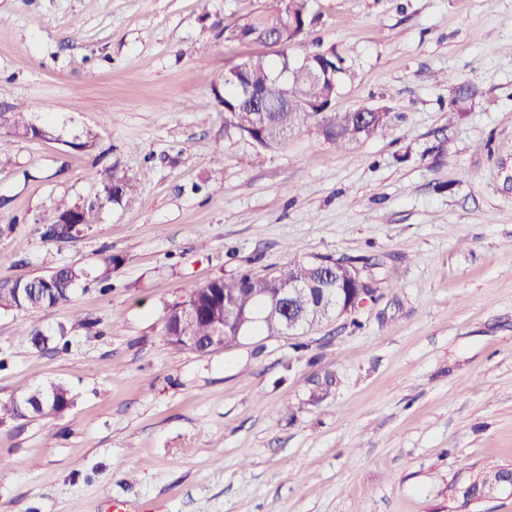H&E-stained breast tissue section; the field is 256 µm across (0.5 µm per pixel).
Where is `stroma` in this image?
I'll return each instance as SVG.
<instances>
[{
    "label": "stroma",
    "instance_id": "1",
    "mask_svg": "<svg viewBox=\"0 0 512 512\" xmlns=\"http://www.w3.org/2000/svg\"><path fill=\"white\" fill-rule=\"evenodd\" d=\"M266 2L0 0V85L52 128H0V289L72 264L110 274L66 306L0 311V398L73 395L0 425V512H512L508 489L456 497L512 467V0H311L292 59L344 54L337 108L385 107L390 128L277 151L226 127L213 94L264 50L225 25ZM110 168L136 193L44 240ZM316 255L369 259L362 329L168 343L192 288ZM62 326L67 347L34 345ZM92 203L87 210L78 204L61 202L57 205L54 216L48 224L44 225L42 237L52 242H69L80 233L82 226L88 224L89 212L92 211ZM88 217H87V212ZM28 398L29 407L22 401ZM43 401V406L40 404ZM73 399L70 389L60 382L38 386L30 390L11 395L6 400H0V422L42 414L44 409L51 408L55 411H63L72 404Z\"/></svg>",
    "mask_w": 512,
    "mask_h": 512
}]
</instances>
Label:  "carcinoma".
I'll return each mask as SVG.
<instances>
[{"label": "carcinoma", "instance_id": "obj_1", "mask_svg": "<svg viewBox=\"0 0 512 512\" xmlns=\"http://www.w3.org/2000/svg\"><path fill=\"white\" fill-rule=\"evenodd\" d=\"M310 2L272 0L269 6L249 15L242 22L224 26L225 39L230 42H251L254 32H278L279 51L276 59H271L267 54L251 55L242 61L243 71H238L234 66L224 71L222 77L225 124L264 150L284 148L304 132L320 141L323 130L332 131V138L326 143L342 149L390 128L388 115L375 123L362 124L357 121L358 113L337 110L334 102L338 91L333 89V85L327 81H313L304 75L294 79L288 89V97L295 106L281 107L277 92L271 91L264 101V112L255 124L250 119V108L238 103L236 94L239 84L247 82L262 87L290 60L288 50L297 42L299 32L314 21ZM319 58L340 72L336 84H341L343 78L351 75L350 69L344 66L346 59L337 52L321 54ZM311 101L319 103L317 111H304L305 104ZM10 109L11 113L4 124L14 134L22 138L49 135L48 130L32 124L18 105L12 104ZM136 188L135 180L111 169L107 171L102 189L95 199L98 202L118 203L134 194ZM86 224L88 217L85 207L62 202L57 205L51 222L44 225L42 237L52 242H69ZM326 260L330 261L329 265L316 269L307 260H291L275 275L245 271L230 279L217 277L191 289L185 302L196 304L198 313L185 317L180 312L182 303L171 306L165 317V335L169 344L202 354L208 353L211 346L216 349L233 346L238 341L239 328L225 312L224 300L242 309L258 307L264 297L275 301L280 290L288 285V277L294 274L303 276L307 283L305 288L294 289V297L290 300L294 310L298 311L312 302L317 304L326 295L332 297L333 309L326 312L322 320L334 318L336 308H347L355 288L340 287L336 283V269L331 265L335 258L328 256ZM89 278L90 274L84 267L69 265L48 276L18 281L15 287L0 290V310H48L65 305L70 302L77 286ZM254 332L264 336L282 335L281 318L270 315L266 322L255 326ZM72 402L70 389L66 385L51 382L0 400V422L39 415L48 408L63 411Z\"/></svg>", "mask_w": 512, "mask_h": 512}]
</instances>
